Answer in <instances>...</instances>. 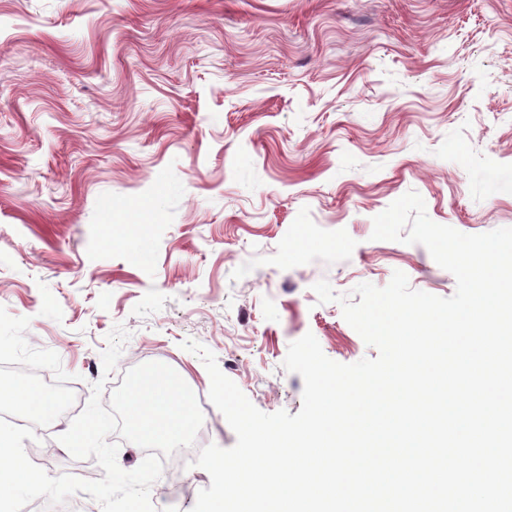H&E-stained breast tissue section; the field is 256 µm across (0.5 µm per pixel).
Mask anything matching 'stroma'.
I'll use <instances>...</instances> for the list:
<instances>
[{"mask_svg": "<svg viewBox=\"0 0 512 512\" xmlns=\"http://www.w3.org/2000/svg\"><path fill=\"white\" fill-rule=\"evenodd\" d=\"M411 190L462 233L512 227V0H0V380L54 405L0 417L50 476L104 478L59 435L143 363L208 394L189 339L297 414L290 343L378 355L316 282L454 294L423 245L371 238ZM163 464L154 507L191 512L209 474Z\"/></svg>", "mask_w": 512, "mask_h": 512, "instance_id": "stroma-1", "label": "stroma"}]
</instances>
